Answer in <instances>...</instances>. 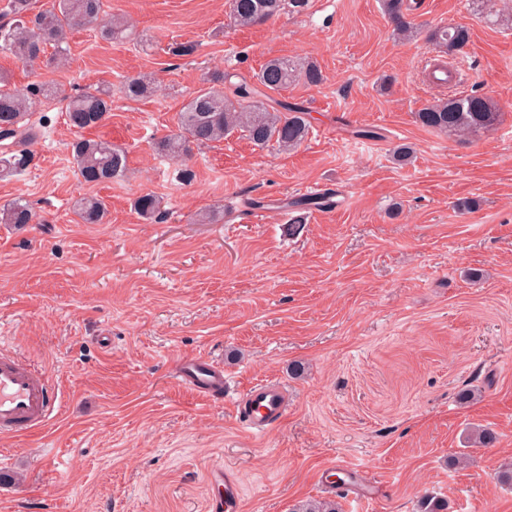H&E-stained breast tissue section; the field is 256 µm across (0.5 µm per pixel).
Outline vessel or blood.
I'll use <instances>...</instances> for the list:
<instances>
[{
  "label": "vessel or blood",
  "mask_w": 512,
  "mask_h": 512,
  "mask_svg": "<svg viewBox=\"0 0 512 512\" xmlns=\"http://www.w3.org/2000/svg\"><path fill=\"white\" fill-rule=\"evenodd\" d=\"M172 378L204 398L217 399L224 393L223 367L206 358L181 361ZM287 409L284 387L270 383L251 388L241 397L236 413L250 433L258 434L283 418ZM58 410V396L46 373L14 351L0 348V434L40 429ZM207 484L215 491L207 512H240V482L233 471L210 469Z\"/></svg>",
  "instance_id": "b4317fda"
}]
</instances>
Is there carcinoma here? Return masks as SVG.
<instances>
[{
    "label": "carcinoma",
    "instance_id": "cac0c4a2",
    "mask_svg": "<svg viewBox=\"0 0 512 512\" xmlns=\"http://www.w3.org/2000/svg\"><path fill=\"white\" fill-rule=\"evenodd\" d=\"M495 0H472L478 10L486 13L492 25H512V14L494 8ZM383 9L395 31L411 36L418 28L411 20L412 5L407 0H382ZM230 18L238 27L266 24L283 14L302 15L310 8V0H229ZM31 0H0V14L11 17L12 24L0 25V51L8 52L24 62L45 61V67L57 69L65 64L68 48L66 32L73 26L98 30L106 41L130 37L132 26L121 17L108 15L104 0H54L52 7L30 16ZM427 40L448 55L456 54L470 41L465 26L437 27L427 33ZM51 54H46L47 47ZM233 74L217 75L207 80L184 106L179 115V132L155 143L156 151L180 165L178 176L188 183L194 171L187 164L191 146H208L221 142L235 132H243L257 147L275 145L282 151L296 148L309 134L306 109L299 103L269 97L288 86L303 83L317 86L323 81L320 68L312 61L275 57L267 60L256 75V81L242 78L232 81ZM228 82L231 94L213 86ZM153 81L144 76L127 78L122 85L125 97L139 101L154 93ZM57 99L63 103L68 125L78 132L100 126L111 111V95L106 89L77 95H64L51 81L18 88L11 84L8 73L0 70V178H9L29 165L27 145L33 139L30 123L36 98ZM497 103L489 96L471 93L437 100L417 112L419 122L448 135H477L492 128L498 121ZM79 173L88 183H105L120 176L127 167L124 151L112 142L79 137L71 144ZM336 191L294 199L284 207L294 213L288 229L298 231L304 217L312 209L333 206ZM134 208L146 221L161 219V200L146 193L134 201ZM84 224H102L107 215L105 202L86 196L76 205ZM35 214L23 199L0 205V224L22 229L34 223ZM292 512H339L332 501L301 504Z\"/></svg>",
    "mask_w": 512,
    "mask_h": 512
}]
</instances>
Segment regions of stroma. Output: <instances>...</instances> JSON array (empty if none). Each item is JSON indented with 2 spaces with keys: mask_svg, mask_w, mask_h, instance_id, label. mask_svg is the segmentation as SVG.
Wrapping results in <instances>:
<instances>
[{
  "mask_svg": "<svg viewBox=\"0 0 512 512\" xmlns=\"http://www.w3.org/2000/svg\"><path fill=\"white\" fill-rule=\"evenodd\" d=\"M104 4L139 42L72 30L59 70L0 54L19 86L111 88L110 114L86 135L127 154L122 176L85 182L76 131L44 101L30 165L0 179V205L22 198L38 215L0 227V346L45 370L60 405L44 429L0 436V512H206L215 466L238 472L244 512L306 500L418 512L425 495L448 512H512V485L496 478L512 466V28L489 25L470 0H421L423 34L406 40L381 0H313L304 15L245 28L227 0ZM447 25L470 41L440 87L424 33ZM187 42L195 55H172ZM272 57L322 71L321 84L281 93L306 108V140L284 153L237 132L193 149L195 178L178 182L155 142L177 133L206 77L250 79ZM139 74L160 89L126 100L120 84ZM475 89L500 107L489 131L449 136L417 120ZM373 129L381 138H361ZM401 144L413 150L402 164ZM328 188L335 207L289 233L282 201ZM145 193L161 198L162 222L135 212ZM91 195L106 202L105 223L75 214ZM209 211L217 223H194ZM187 357L223 365V399L174 384ZM266 382L284 386L288 411L254 435L234 406ZM466 389L475 400L461 401ZM478 425L493 446L467 443ZM462 452L468 465L449 467Z\"/></svg>",
  "mask_w": 512,
  "mask_h": 512,
  "instance_id": "1",
  "label": "stroma"
}]
</instances>
